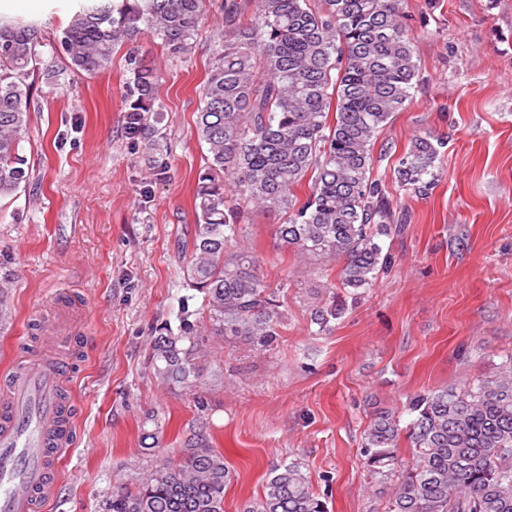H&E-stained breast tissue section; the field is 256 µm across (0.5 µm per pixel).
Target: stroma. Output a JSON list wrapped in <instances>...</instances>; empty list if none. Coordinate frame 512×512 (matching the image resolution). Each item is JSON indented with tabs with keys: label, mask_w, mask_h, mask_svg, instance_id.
Returning a JSON list of instances; mask_svg holds the SVG:
<instances>
[{
	"label": "stroma",
	"mask_w": 512,
	"mask_h": 512,
	"mask_svg": "<svg viewBox=\"0 0 512 512\" xmlns=\"http://www.w3.org/2000/svg\"><path fill=\"white\" fill-rule=\"evenodd\" d=\"M220 2L207 0L189 56L143 44L145 63L162 74L160 172L125 130L128 46L104 71L73 70L58 38L79 0H0V15L39 24L22 141L31 183L0 199V279L10 283L0 294L10 312L0 367L35 345L40 319L59 316L73 338L76 434L50 512H102L115 483L148 469L152 411L166 419L169 460L198 432L223 453L232 473L224 512H238L274 466L293 460L328 512H382L393 482L372 478L360 455L371 404L409 422V395L494 378L512 355V0H407L418 86L382 140L400 153L415 133L445 137L442 178L427 197L399 195L404 228L382 239L390 262L373 288L316 334L317 266L278 250L276 216L255 212L245 237L268 282H289L279 346L211 337L200 406L154 377L155 327L201 303L183 279L179 244L205 164L194 120Z\"/></svg>",
	"instance_id": "obj_1"
}]
</instances>
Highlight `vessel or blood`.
I'll return each mask as SVG.
<instances>
[{"instance_id": "vessel-or-blood-1", "label": "vessel or blood", "mask_w": 512, "mask_h": 512, "mask_svg": "<svg viewBox=\"0 0 512 512\" xmlns=\"http://www.w3.org/2000/svg\"><path fill=\"white\" fill-rule=\"evenodd\" d=\"M43 331L42 346L0 371V512H45L58 456L73 444L62 354L70 339L50 321Z\"/></svg>"}]
</instances>
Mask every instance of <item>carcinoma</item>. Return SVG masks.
Here are the masks:
<instances>
[{"mask_svg": "<svg viewBox=\"0 0 512 512\" xmlns=\"http://www.w3.org/2000/svg\"><path fill=\"white\" fill-rule=\"evenodd\" d=\"M204 0H83L59 45L72 67L105 70L115 48L143 37L188 54L203 21ZM224 34L200 89L195 133L206 146L194 212L182 242L188 287L199 308L182 304L177 328L155 329L148 362L162 383L199 394L200 359L211 336L264 350L281 339L286 315L243 239L253 210L279 216L281 250L328 266L340 264L345 295L330 288L311 323L328 332L386 267L379 240L401 231L393 193L372 176L378 143L416 87L418 64L405 0H254L253 12L221 4ZM38 27L0 17V197L30 180L22 135ZM133 94L126 130L137 140L164 112L160 74L133 50ZM442 137L419 133L397 159L399 190L422 197L442 173ZM307 183L301 200L296 189ZM412 419L375 406L361 448L371 477L398 475L384 512H512V358L498 377L464 390L412 394ZM406 439L412 459L399 454ZM231 473L224 454L198 434L173 463L156 455L136 480L112 488L103 512H224ZM240 512H327L298 462L274 468L262 493Z\"/></svg>", "mask_w": 512, "mask_h": 512, "instance_id": "obj_1", "label": "carcinoma"}]
</instances>
